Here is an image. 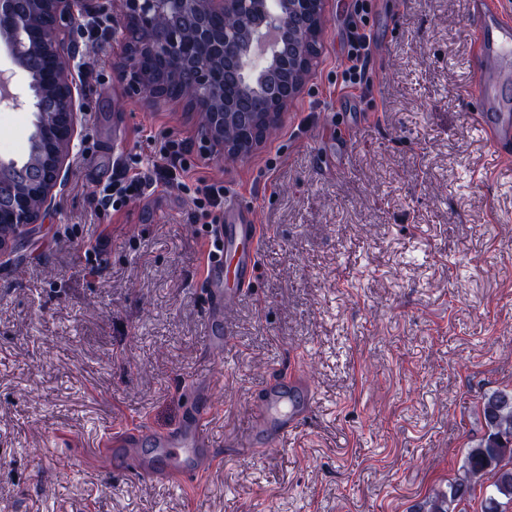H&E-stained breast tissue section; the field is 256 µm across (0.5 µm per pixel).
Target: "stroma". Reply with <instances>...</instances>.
Here are the masks:
<instances>
[{
  "label": "stroma",
  "instance_id": "stroma-1",
  "mask_svg": "<svg viewBox=\"0 0 512 512\" xmlns=\"http://www.w3.org/2000/svg\"><path fill=\"white\" fill-rule=\"evenodd\" d=\"M345 3L263 144L200 163L266 229L217 359L203 356L190 199L157 185L101 211L94 196L146 135L200 142L199 113L117 81L122 42L92 38L96 11L79 12L65 55L97 72L74 82L82 149L0 264V512H409L458 478L484 433L482 396L512 390V166L468 118V0H378L369 96L336 92ZM33 122L0 111V157L23 155ZM98 226L112 246L90 272L54 235ZM292 357L318 396L308 422L281 447L225 459L200 494L85 470L113 424H175L180 378H213L215 439L238 437L266 368Z\"/></svg>",
  "mask_w": 512,
  "mask_h": 512
}]
</instances>
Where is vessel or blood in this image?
<instances>
[{"label":"vessel or blood","instance_id":"obj_1","mask_svg":"<svg viewBox=\"0 0 512 512\" xmlns=\"http://www.w3.org/2000/svg\"><path fill=\"white\" fill-rule=\"evenodd\" d=\"M469 24L480 43L472 60L477 129L500 161L508 164L512 162V0H469ZM260 239L250 211L236 197L226 196L220 250L207 263L200 283L205 294L207 354L221 353L231 343L224 315L249 293L260 274ZM178 387L188 392L189 401L176 425L158 430L142 417L113 427L101 436L91 464L117 465L149 482L179 488L188 496L197 494L224 449L210 434L215 410L209 379L197 377L179 382ZM315 404L316 392L295 364L269 365L251 398L250 429L234 441V448L260 453L284 445L304 426Z\"/></svg>","mask_w":512,"mask_h":512}]
</instances>
